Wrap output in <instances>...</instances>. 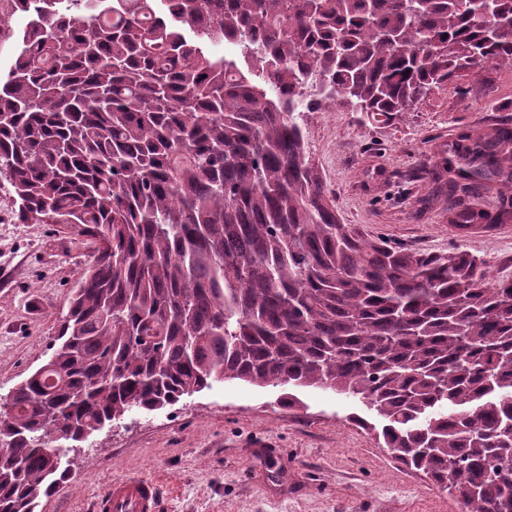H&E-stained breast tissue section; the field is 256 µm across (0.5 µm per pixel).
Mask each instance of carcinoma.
Masks as SVG:
<instances>
[{
	"label": "carcinoma",
	"instance_id": "1",
	"mask_svg": "<svg viewBox=\"0 0 512 512\" xmlns=\"http://www.w3.org/2000/svg\"><path fill=\"white\" fill-rule=\"evenodd\" d=\"M40 7L3 37L0 190L23 223L76 226L95 265L60 345L0 403V512L69 481L63 444L225 381L354 398L466 512H512V278L343 223L303 119L337 104L388 124L512 69V0ZM448 153L432 179L451 221H512V116ZM490 195L495 213L473 209Z\"/></svg>",
	"mask_w": 512,
	"mask_h": 512
}]
</instances>
